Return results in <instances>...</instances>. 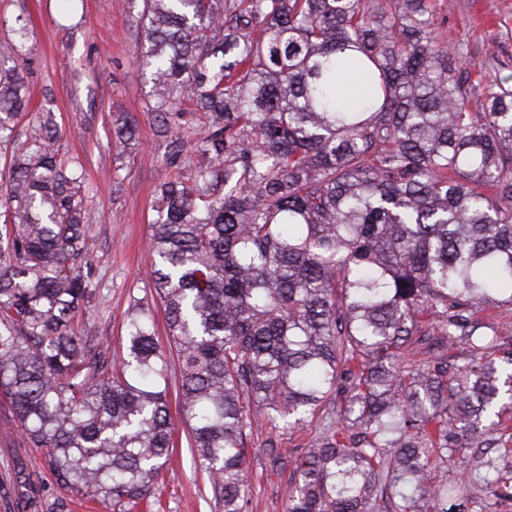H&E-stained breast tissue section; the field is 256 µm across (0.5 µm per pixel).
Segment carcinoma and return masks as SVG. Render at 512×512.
Returning a JSON list of instances; mask_svg holds the SVG:
<instances>
[{
	"label": "carcinoma",
	"mask_w": 512,
	"mask_h": 512,
	"mask_svg": "<svg viewBox=\"0 0 512 512\" xmlns=\"http://www.w3.org/2000/svg\"><path fill=\"white\" fill-rule=\"evenodd\" d=\"M426 0H144L143 74L166 165L202 142L195 183L164 178L150 309L112 363L76 321L94 294L82 165L54 113L0 182V394L59 486L121 509L172 448L169 362L201 468L243 512L254 424L329 405L292 461L288 512H456L512 496V89L472 79ZM371 91L336 105L347 67ZM204 117L177 122L182 101ZM29 104L0 69V144ZM119 140L134 117L115 121ZM481 442L494 455L470 462ZM441 464L457 471L448 483Z\"/></svg>",
	"instance_id": "1"
}]
</instances>
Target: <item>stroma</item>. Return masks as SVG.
I'll list each match as a JSON object with an SVG mask.
<instances>
[{
	"mask_svg": "<svg viewBox=\"0 0 512 512\" xmlns=\"http://www.w3.org/2000/svg\"><path fill=\"white\" fill-rule=\"evenodd\" d=\"M438 40L458 48L459 59L474 76L512 88V0H429ZM143 0H0V49L16 39V18L26 21L21 54L6 58L23 72L30 108L19 117L10 149L0 164L34 137L42 112L53 111L66 157L85 168L88 243L95 298L82 310L113 359L122 356L121 338L136 306L157 308L147 275L150 226L157 220L155 189L161 177L191 183L200 157L188 145L187 164L165 168L167 141L147 106L151 83L140 76L136 55L143 41ZM137 121L131 140L114 135L118 115ZM175 424L169 460L146 506L137 512H224V503L203 473L190 446L176 392H168ZM321 423L269 433L254 426L247 441L250 469L246 512H288L291 470H272L267 448L288 458L305 455L319 437ZM113 512L108 504L61 489L44 455L21 435L9 401L0 398V512Z\"/></svg>",
	"mask_w": 512,
	"mask_h": 512,
	"instance_id": "35a3bbf8",
	"label": "stroma"
}]
</instances>
